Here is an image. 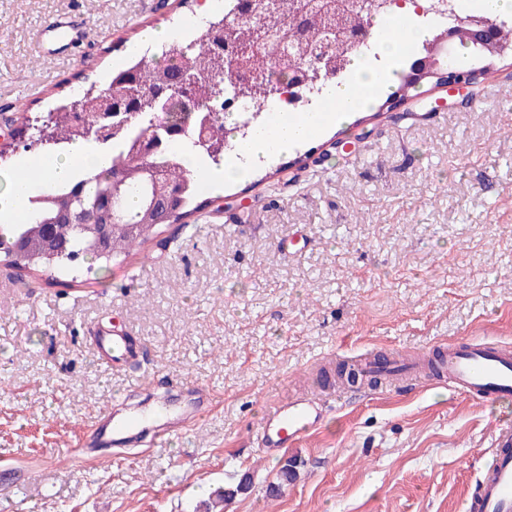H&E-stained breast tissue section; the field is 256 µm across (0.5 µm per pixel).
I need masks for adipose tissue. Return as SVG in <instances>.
Here are the masks:
<instances>
[{
    "label": "adipose tissue",
    "mask_w": 512,
    "mask_h": 512,
    "mask_svg": "<svg viewBox=\"0 0 512 512\" xmlns=\"http://www.w3.org/2000/svg\"><path fill=\"white\" fill-rule=\"evenodd\" d=\"M103 156L86 144L72 145L49 158L21 156L13 169V183L0 189V225L20 223L36 190L74 183L81 170L99 166ZM39 170L38 180H26L28 171Z\"/></svg>",
    "instance_id": "obj_1"
}]
</instances>
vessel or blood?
I'll return each instance as SVG.
<instances>
[{"mask_svg":"<svg viewBox=\"0 0 512 512\" xmlns=\"http://www.w3.org/2000/svg\"><path fill=\"white\" fill-rule=\"evenodd\" d=\"M92 343L99 358L108 365L132 357L125 337L101 328ZM437 379L449 382L455 391L482 401L512 398V348L487 339H470L449 347L437 358ZM204 415L203 401H195L177 411L167 405L154 409L149 417L156 423L159 441H166L172 427L195 424ZM322 413L313 403L299 399L281 400L266 410L263 417L265 445L279 448L291 440L308 434L321 421ZM106 428L104 437L111 441L124 439L137 429L139 420L101 416ZM495 451L485 466L475 492L467 506L468 512H512V427H498L494 436Z\"/></svg>","mask_w":512,"mask_h":512,"instance_id":"vessel-or-blood-1","label":"vessel or blood"}]
</instances>
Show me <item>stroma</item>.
<instances>
[{
    "instance_id": "35a3bbf8",
    "label": "stroma",
    "mask_w": 512,
    "mask_h": 512,
    "mask_svg": "<svg viewBox=\"0 0 512 512\" xmlns=\"http://www.w3.org/2000/svg\"><path fill=\"white\" fill-rule=\"evenodd\" d=\"M175 12L195 17L179 0H0V143L22 112L105 83ZM66 14L86 20L84 43L41 57L39 31ZM438 95L421 83L405 96L414 118L360 112L272 157L226 187L245 209L207 207L124 261L81 263L77 282L0 262V466L22 474L0 484V512H193L222 488L224 512H465L512 401L433 377L341 397L317 386L322 369L393 347L512 344V58L473 104L429 112ZM100 324L136 361L99 363ZM202 387L222 405L164 446L148 431L94 443L98 413L179 406ZM287 396L325 417L263 448L260 416ZM289 459L296 481L269 498Z\"/></svg>"
}]
</instances>
